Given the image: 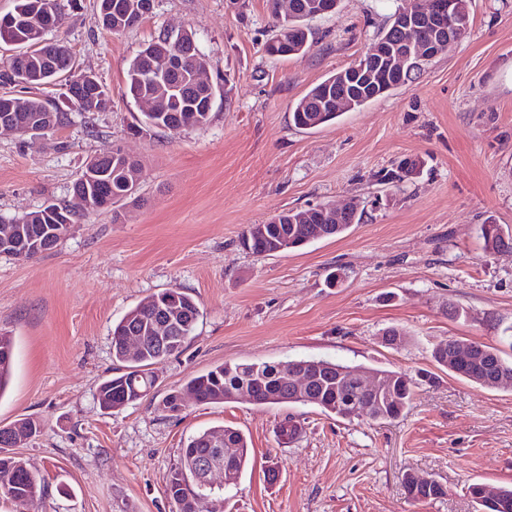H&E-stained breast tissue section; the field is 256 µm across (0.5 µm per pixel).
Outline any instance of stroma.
Listing matches in <instances>:
<instances>
[{
  "instance_id": "1",
  "label": "stroma",
  "mask_w": 512,
  "mask_h": 512,
  "mask_svg": "<svg viewBox=\"0 0 512 512\" xmlns=\"http://www.w3.org/2000/svg\"><path fill=\"white\" fill-rule=\"evenodd\" d=\"M410 5L339 0L310 21L311 47L282 58L265 52L280 30L269 0H155L117 34L95 23V0L64 7L48 38L69 49L70 75L102 79L110 105L44 138L0 134V217L71 202L86 161L115 148L139 163L140 184L138 202H118L121 220L89 211L52 251L0 257V331L15 339L0 427L42 425L18 449L51 485L39 512H176L169 470L189 437L222 425L244 433L252 458L224 512H476L470 483L512 486V389L481 387L431 359L451 338L512 347V251L485 253L479 230L489 220L512 230V0H469V34L415 82L328 125L292 121L309 89L357 61ZM181 28L219 87L212 120L131 135L129 64ZM408 157L423 159L419 174L385 182ZM354 199L363 221L339 236L271 256L240 245L283 210ZM168 288L200 308L191 339L159 365L154 397L100 411V382L121 372L113 324ZM392 327L405 345L383 343ZM301 358L421 381L392 422L311 405L161 406L217 365ZM288 417L300 432L286 443ZM407 471L436 479L444 495L412 501Z\"/></svg>"
}]
</instances>
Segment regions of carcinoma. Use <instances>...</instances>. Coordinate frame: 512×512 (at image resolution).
Listing matches in <instances>:
<instances>
[{"mask_svg": "<svg viewBox=\"0 0 512 512\" xmlns=\"http://www.w3.org/2000/svg\"><path fill=\"white\" fill-rule=\"evenodd\" d=\"M41 0H16L11 15L12 23L0 26V42L12 45L29 58L28 74L23 76L12 68L0 74L6 82L23 84L37 90V93L13 101L14 116L25 122L31 116L54 117L55 123L63 128L70 122V112L58 107L46 87L56 84V80L69 65L70 54L59 43L39 44L32 38L35 25L32 15ZM293 12L288 20V43L297 52L303 51L308 42L310 29L308 16L316 4L322 0H290ZM141 0H97L96 22L102 27L118 33L137 24ZM179 50L177 37L164 32L154 42L137 54L130 63L128 92L134 101L150 99L154 111L142 112L137 118L133 131L142 127L160 130L179 126L203 128L211 120V112L206 109V90L195 84L193 77L197 72L208 68V60L201 52L183 55V64L165 80L153 82L148 78L151 62ZM321 82L312 87L295 104L293 109L294 125L310 129L333 122L340 113L332 109L326 101ZM85 97L95 101L96 108H107L110 99L107 88L101 81L92 84ZM100 162L112 167V186L94 184L83 178H77L72 184V192L84 196H112V203L129 198L126 182L128 176L138 171V166L125 167L122 160L108 158L106 154L92 157L88 164ZM50 211L37 209L22 218L25 224V237L39 244V248L27 250L22 260L28 261L41 254L42 248L58 245L80 223V216L68 211V206L52 203ZM280 224H256L247 230L248 239L241 245L255 254L271 255L280 252L283 245L296 249L310 242L337 236L344 233L352 224L361 220L358 210L353 209L334 220L314 209L306 216L289 209L281 213ZM480 236L484 249L488 252L512 250V234L504 232L498 224L480 226ZM200 316L195 300L178 288H169L149 296L145 301L130 309L112 326V358L121 364L123 372L104 380L98 387L96 400L100 409H120L150 395L154 388V369L163 364L171 355L180 352L190 340ZM162 320L167 324L168 334L160 342L154 337L155 324ZM145 338L142 348L134 358L127 356L124 340L128 336ZM456 339L437 345L431 356L434 362L449 373L486 388L498 386V379L512 375V359L503 356L495 347L472 343L473 355L467 367L462 369L453 361V346ZM14 338L0 333V396L7 389L12 375ZM322 367L320 376L312 382L310 400H295L288 391L283 377L275 373V365L270 363H223L211 370L187 381L177 393L162 400L165 409H172L176 394L187 393L201 405L233 403L238 400L237 391L241 386L253 387L257 391L256 405L281 407L306 403L320 408L323 412L344 419L353 415L349 408L360 404L366 408L365 420L394 421L408 408L414 395L413 376L405 371L377 369L375 376L380 384V393L370 394L360 387L357 368L327 359H311ZM347 370L341 379H336V368ZM17 434L29 440L41 432V425L32 418H22L11 424ZM224 438V447L236 449L230 464L234 479H239L250 464V448L246 437L240 430L229 426H217L192 436L181 449L180 464L171 470L166 478L165 492L177 506V512H188L187 499L197 495H212L215 500H224V491L205 486L198 470V461L215 457L213 437ZM407 494L414 498L434 500L444 494L443 486L436 480L429 483L412 485L409 474L402 477ZM10 487L17 497H24L40 504L47 491L43 476L32 469L28 461L17 455H7L0 447V488ZM472 499L486 492L498 503L496 512H512V487L492 486L485 483H472L468 486Z\"/></svg>", "mask_w": 512, "mask_h": 512, "instance_id": "cac0c4a2", "label": "carcinoma"}]
</instances>
